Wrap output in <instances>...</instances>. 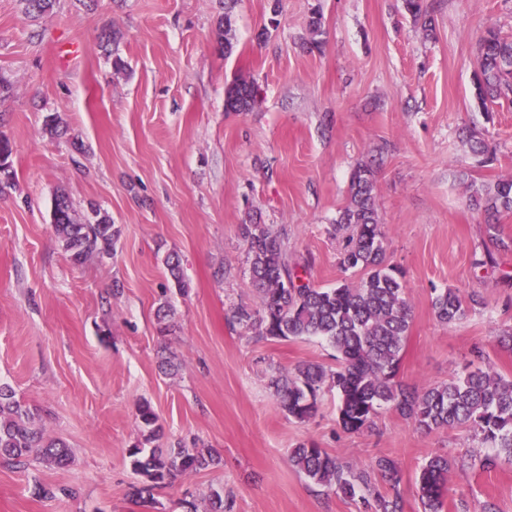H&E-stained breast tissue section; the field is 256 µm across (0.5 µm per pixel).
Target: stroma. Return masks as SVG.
Segmentation results:
<instances>
[{
	"mask_svg": "<svg viewBox=\"0 0 512 512\" xmlns=\"http://www.w3.org/2000/svg\"><path fill=\"white\" fill-rule=\"evenodd\" d=\"M424 30L402 0H239L225 54L215 39L224 0H57L32 19L21 0H0V138L11 173L0 175V385L66 441L62 468L0 463V512H141L127 451L143 445L137 423L149 401L163 429L158 447L214 449L212 469L159 490L155 512L212 491L232 512H360L294 469L289 452L312 442L367 468L381 456L402 472L404 512H422L416 476L428 457L451 462V512H512V464L484 470L489 449L466 428L426 433L380 409L371 427L342 428L335 391L323 390L307 422L289 419L272 371L302 362L335 366L316 338L272 340L230 323L257 305L241 226L248 215L283 234L291 261L319 287L357 283L339 264L330 229L360 163L375 170L389 263L411 306L400 380L415 389L475 367L512 378V212L471 208L470 183L512 177V103L483 110L474 81L486 26L512 37V0H426ZM323 17V48L309 53L307 21ZM118 31L109 50L98 36ZM266 32L258 41V32ZM125 67L115 70L114 59ZM259 88L248 112L224 109L234 76ZM66 133H45L46 115ZM494 151L480 164L462 131ZM75 217L93 210L119 231L111 257L73 264L55 239V195ZM176 254L187 295L171 284ZM478 295L450 325L435 291ZM175 311L170 332L157 310ZM172 353L177 375L162 373ZM74 496L36 498V483Z\"/></svg>",
	"mask_w": 512,
	"mask_h": 512,
	"instance_id": "obj_1",
	"label": "stroma"
}]
</instances>
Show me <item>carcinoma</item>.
Instances as JSON below:
<instances>
[{
  "instance_id": "cac0c4a2",
  "label": "carcinoma",
  "mask_w": 512,
  "mask_h": 512,
  "mask_svg": "<svg viewBox=\"0 0 512 512\" xmlns=\"http://www.w3.org/2000/svg\"><path fill=\"white\" fill-rule=\"evenodd\" d=\"M54 0H23L24 12L31 18L48 13ZM237 0L224 3V21L217 28L224 53L233 51L228 38L230 10ZM405 12L424 30L432 29L423 0H403ZM310 37L304 42L309 51H321L322 14L311 12ZM476 98L483 109L500 100L512 101V38L493 28L485 30L477 47ZM254 82L236 77L224 91V111L248 112L257 102ZM467 142L473 154L491 160L492 151L476 131ZM374 169L360 163L352 171L346 205L339 211L334 233L344 239L340 265L363 274L359 283H341L320 288L303 281L290 266L285 237L265 224H244L252 283L259 304L238 306L231 320L258 336L288 340L315 336L324 339L336 352V368L303 362L291 373L276 371L269 381L280 407L288 417L305 422L315 414L318 396L324 387L336 390L338 414L343 428L360 432L371 426L379 410L390 407L411 420L420 430L432 432L466 427L482 443L495 449L494 455L480 460V467L491 469L504 461L512 464V379L491 369L477 368L463 376L410 390L397 379L411 319L405 287L397 271L387 264L384 233L374 194ZM469 203L488 213L512 212V178L494 185L470 184ZM92 221L74 219L68 195H56L52 214L55 236L70 260L82 264L92 258L112 254L119 230L109 215L94 211ZM170 278L181 295L188 293L178 256L165 259ZM465 298L448 288L432 300L437 320L448 325L465 315ZM137 426L146 439L160 431L158 416L149 402L138 408ZM132 470L139 481L130 496L138 506L153 508L157 490L175 479L207 470L219 463L218 455L205 448H189L177 443L169 448L129 449ZM0 459L16 468L36 460L46 466L63 467L70 460L68 446L36 426L35 414L14 399L11 390L0 387ZM291 465L315 483L344 498H360L365 512H403L399 493L402 473L389 457H379L372 470L345 465L315 443H301L289 454ZM450 464L443 455H433L421 466L417 493L423 512H447ZM34 495L53 499L73 496L68 487L37 483ZM233 500L224 491L214 490L204 512H229Z\"/></svg>"
}]
</instances>
